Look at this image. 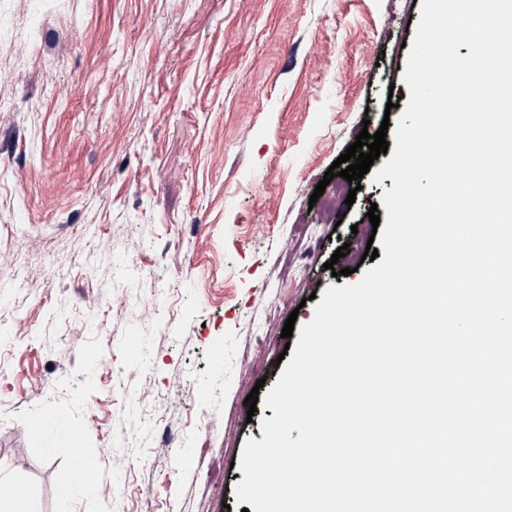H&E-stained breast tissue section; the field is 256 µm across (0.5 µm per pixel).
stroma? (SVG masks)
<instances>
[{
  "mask_svg": "<svg viewBox=\"0 0 512 512\" xmlns=\"http://www.w3.org/2000/svg\"><path fill=\"white\" fill-rule=\"evenodd\" d=\"M421 5L0 0V477L32 512H242L288 316L374 266L325 263L392 179L309 198L400 117Z\"/></svg>",
  "mask_w": 512,
  "mask_h": 512,
  "instance_id": "stroma-1",
  "label": "stroma"
}]
</instances>
